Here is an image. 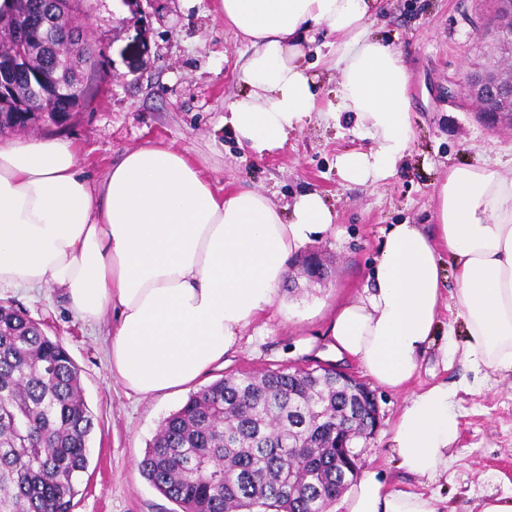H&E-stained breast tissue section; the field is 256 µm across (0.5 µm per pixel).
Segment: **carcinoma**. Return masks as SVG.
Masks as SVG:
<instances>
[{
  "mask_svg": "<svg viewBox=\"0 0 512 512\" xmlns=\"http://www.w3.org/2000/svg\"><path fill=\"white\" fill-rule=\"evenodd\" d=\"M53 0H14L0 15V60L16 61L15 93L3 98V120L25 129L51 105L52 83L28 79L38 70L58 79L78 60L90 62L77 98L91 101L101 68L95 48L79 39L76 17L50 40L33 26L21 52L11 27L50 10ZM365 411L336 375L284 370L226 376L192 393L149 443L142 473L178 512H328L348 486L336 429H360ZM94 416L80 369L57 338L26 313L0 304V512H71L89 464ZM299 432L305 452L283 447Z\"/></svg>",
  "mask_w": 512,
  "mask_h": 512,
  "instance_id": "obj_1",
  "label": "carcinoma"
}]
</instances>
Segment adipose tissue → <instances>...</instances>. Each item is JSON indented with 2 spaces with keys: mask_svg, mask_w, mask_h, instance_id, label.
Wrapping results in <instances>:
<instances>
[{
  "mask_svg": "<svg viewBox=\"0 0 512 512\" xmlns=\"http://www.w3.org/2000/svg\"><path fill=\"white\" fill-rule=\"evenodd\" d=\"M382 0H219L217 13L243 49L242 95L224 123L256 156L283 148L307 119L353 122L368 150L336 157L348 184L393 177L412 141L409 73L401 53L373 34ZM335 86L320 92L305 64L314 33ZM435 226L383 232L361 296L336 304L327 338L377 385L403 390L436 337L442 353L474 371L512 373V170L454 166L436 187ZM336 216L316 191L288 205L250 189L214 186L183 150L145 144L123 154L100 182L68 141L0 143V290L58 288L86 323L113 312L106 354L127 392L187 390L274 304L288 262L335 234ZM456 268L444 294L442 254ZM452 300L464 340L440 333ZM456 389L414 395L392 426L397 466L421 482L447 471L460 428ZM345 512H439L435 496L389 488L367 472L342 499Z\"/></svg>",
  "mask_w": 512,
  "mask_h": 512,
  "instance_id": "adipose-tissue-1",
  "label": "adipose tissue"
}]
</instances>
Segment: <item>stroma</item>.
Listing matches in <instances>:
<instances>
[{
  "label": "stroma",
  "instance_id": "35a3bbf8",
  "mask_svg": "<svg viewBox=\"0 0 512 512\" xmlns=\"http://www.w3.org/2000/svg\"><path fill=\"white\" fill-rule=\"evenodd\" d=\"M217 0H83L85 37L101 54L105 78L91 104L64 127L40 125L41 136L70 141L92 180L124 152L146 143L175 145L218 187L253 189L293 201L318 191L336 214L338 235L308 245L328 276L310 281L300 267L296 291L280 288L267 314L252 323L209 385L240 370H279L337 359L325 336L331 306L359 295L372 272L381 231L410 222L431 229L435 189L455 165L512 167V131L488 128L467 92L465 76L481 65L498 17L495 0H384L376 35L401 52L412 103L411 157L397 174L373 186L344 183L336 156L367 147L349 128L305 122L286 145L254 156L224 125V106L236 89L241 45L216 17ZM58 338L80 368L84 399L95 416L89 465L73 512H173L175 505L142 474L139 464L161 422L185 395L140 398L128 393L105 354L115 318L97 325L77 319L61 289L0 292ZM468 380L458 404L460 430L448 471L419 484L396 466L389 448L392 423L406 401L431 385ZM379 422L357 440L362 470H378L391 488L437 495L441 512H472L484 497L512 493V374L475 381L462 357L444 361L438 346L421 359L408 389L374 387Z\"/></svg>",
  "mask_w": 512,
  "mask_h": 512
}]
</instances>
